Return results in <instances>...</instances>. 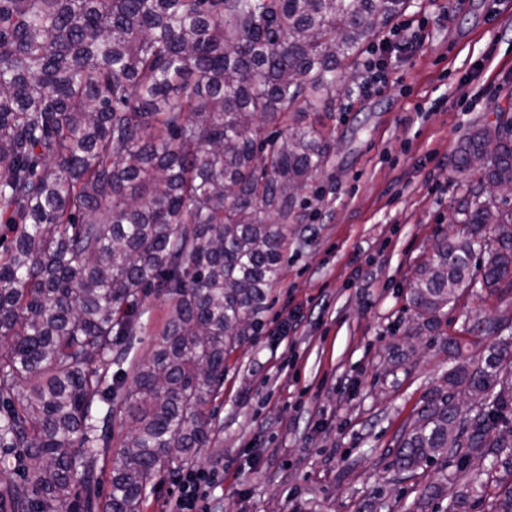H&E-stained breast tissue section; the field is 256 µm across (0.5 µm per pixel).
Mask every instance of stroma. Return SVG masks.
Listing matches in <instances>:
<instances>
[{
  "label": "stroma",
  "mask_w": 512,
  "mask_h": 512,
  "mask_svg": "<svg viewBox=\"0 0 512 512\" xmlns=\"http://www.w3.org/2000/svg\"><path fill=\"white\" fill-rule=\"evenodd\" d=\"M418 42L382 92L336 73L325 169L298 197L260 336L233 353L195 466L223 472L212 512H410L396 439L439 385L448 337L475 338L512 302L464 295L408 335L407 283L462 195L458 150L512 101V0H413Z\"/></svg>",
  "instance_id": "1"
}]
</instances>
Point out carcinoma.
I'll return each instance as SVG.
<instances>
[{"label":"carcinoma","mask_w":512,"mask_h":512,"mask_svg":"<svg viewBox=\"0 0 512 512\" xmlns=\"http://www.w3.org/2000/svg\"><path fill=\"white\" fill-rule=\"evenodd\" d=\"M410 5L0 0V474L10 451L22 461L0 512H142L157 476L209 443L226 362L264 328L288 218L329 152L311 126L279 144L264 128L329 110L336 70ZM457 171L465 230L408 285L426 329L466 290L512 296V211L492 200L512 189L511 112L467 137ZM151 298L169 316L140 356ZM464 348L448 338L454 365L394 453L411 477L437 469L412 512L487 497L512 512L509 345L473 363ZM116 418L129 430L104 495Z\"/></svg>","instance_id":"obj_1"}]
</instances>
